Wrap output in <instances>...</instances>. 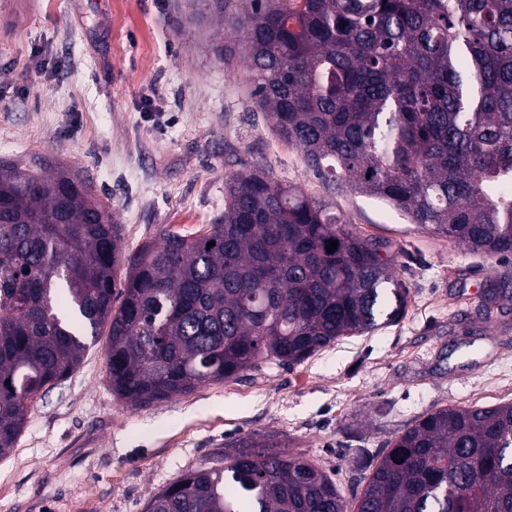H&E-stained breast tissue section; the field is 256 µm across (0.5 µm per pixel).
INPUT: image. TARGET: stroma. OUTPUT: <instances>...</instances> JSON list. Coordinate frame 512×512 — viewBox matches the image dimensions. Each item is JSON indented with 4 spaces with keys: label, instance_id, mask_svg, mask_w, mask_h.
<instances>
[{
    "label": "stroma",
    "instance_id": "1",
    "mask_svg": "<svg viewBox=\"0 0 512 512\" xmlns=\"http://www.w3.org/2000/svg\"><path fill=\"white\" fill-rule=\"evenodd\" d=\"M227 35L204 0H0V163L75 171L128 251L167 228L214 223L225 177L263 169L396 257L405 312L294 367L267 362L143 408L113 396L100 334L31 402L0 460V512H146L187 472L266 435L349 501L366 460L408 425L445 406L512 401V315L488 324L478 312L482 293L512 278V256L472 251L326 184L255 108L246 58L215 55Z\"/></svg>",
    "mask_w": 512,
    "mask_h": 512
}]
</instances>
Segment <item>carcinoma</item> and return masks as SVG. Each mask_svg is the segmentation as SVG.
I'll use <instances>...</instances> for the list:
<instances>
[{
    "label": "carcinoma",
    "mask_w": 512,
    "mask_h": 512,
    "mask_svg": "<svg viewBox=\"0 0 512 512\" xmlns=\"http://www.w3.org/2000/svg\"><path fill=\"white\" fill-rule=\"evenodd\" d=\"M235 19L255 107L315 175L410 223L512 255V0H244ZM338 246L328 252L329 241ZM213 246H207V243ZM121 256L117 225L77 174L0 164V457L28 402L68 378L108 326L112 393L132 407L291 367L399 318L395 258L326 204L262 170L224 180V217L163 230ZM512 283L488 290V320ZM147 512H347L334 479L247 437ZM353 512H512V402L448 406L377 461Z\"/></svg>",
    "instance_id": "carcinoma-1"
}]
</instances>
